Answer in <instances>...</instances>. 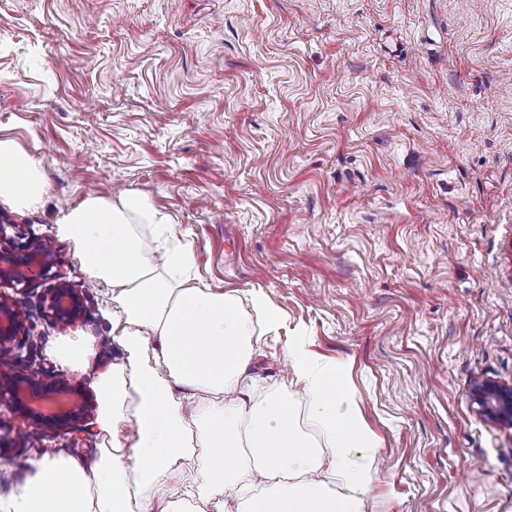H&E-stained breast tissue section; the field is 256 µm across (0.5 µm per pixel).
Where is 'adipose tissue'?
<instances>
[{
  "instance_id": "adipose-tissue-1",
  "label": "adipose tissue",
  "mask_w": 512,
  "mask_h": 512,
  "mask_svg": "<svg viewBox=\"0 0 512 512\" xmlns=\"http://www.w3.org/2000/svg\"><path fill=\"white\" fill-rule=\"evenodd\" d=\"M47 181L31 154L0 137V202L43 206ZM89 275L112 288V339L123 359L93 379L98 458L29 460L0 512H365L379 444L354 401L344 361H325L304 337L288 342L296 393L251 398L242 379L256 333L282 315L252 292L193 282L187 244L145 194H89L58 219ZM304 398L315 429L297 424ZM186 495L171 499L168 485Z\"/></svg>"
}]
</instances>
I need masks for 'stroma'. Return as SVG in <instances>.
I'll list each match as a JSON object with an SVG mask.
<instances>
[{
    "instance_id": "1",
    "label": "stroma",
    "mask_w": 512,
    "mask_h": 512,
    "mask_svg": "<svg viewBox=\"0 0 512 512\" xmlns=\"http://www.w3.org/2000/svg\"><path fill=\"white\" fill-rule=\"evenodd\" d=\"M0 136L43 170L16 245L50 237L83 293L77 336L120 361L110 289L56 235L90 192L149 195L216 291L283 316L246 386L294 391L285 350L350 367L379 442L366 512H512V430L476 380L512 384V0H0ZM33 355L61 372L36 290ZM0 401L6 497L27 461L92 460Z\"/></svg>"
}]
</instances>
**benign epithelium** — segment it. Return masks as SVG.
<instances>
[{
	"label": "benign epithelium",
	"mask_w": 512,
	"mask_h": 512,
	"mask_svg": "<svg viewBox=\"0 0 512 512\" xmlns=\"http://www.w3.org/2000/svg\"><path fill=\"white\" fill-rule=\"evenodd\" d=\"M9 228L0 224V287L38 283L44 311L58 330H67L82 314V293L51 272L55 242L36 239L12 250L4 245ZM30 340L29 315L0 292V395L8 396L22 417L50 430L51 438L81 431L78 421L93 412L92 397L60 373L46 377L31 359ZM473 395L482 416L512 429V384L484 379L475 383Z\"/></svg>",
	"instance_id": "7a95c632"
}]
</instances>
